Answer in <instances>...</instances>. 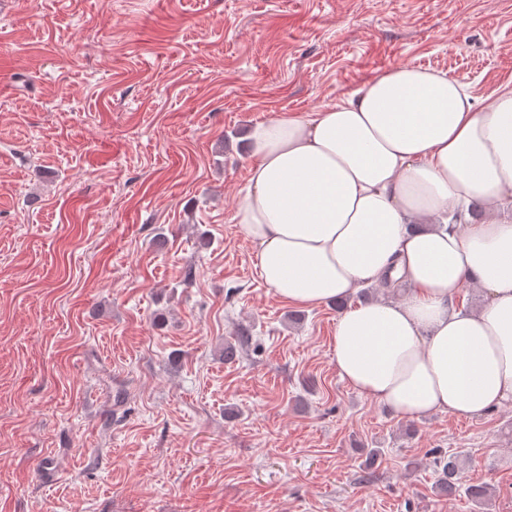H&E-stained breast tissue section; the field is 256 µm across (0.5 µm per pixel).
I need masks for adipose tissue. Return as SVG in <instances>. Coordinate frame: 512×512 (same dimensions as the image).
<instances>
[{"label":"adipose tissue","instance_id":"adipose-tissue-1","mask_svg":"<svg viewBox=\"0 0 512 512\" xmlns=\"http://www.w3.org/2000/svg\"><path fill=\"white\" fill-rule=\"evenodd\" d=\"M233 215L267 288L342 313L343 381L401 417L478 416L512 402V90L485 105L444 72L400 66L346 99L249 134ZM487 299L459 309L464 285Z\"/></svg>","mask_w":512,"mask_h":512}]
</instances>
